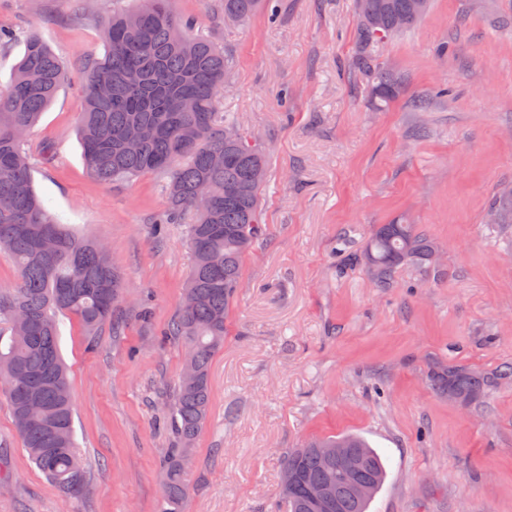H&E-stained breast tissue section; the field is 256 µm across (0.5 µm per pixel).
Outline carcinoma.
I'll return each mask as SVG.
<instances>
[{"label": "carcinoma", "mask_w": 512, "mask_h": 512, "mask_svg": "<svg viewBox=\"0 0 512 512\" xmlns=\"http://www.w3.org/2000/svg\"><path fill=\"white\" fill-rule=\"evenodd\" d=\"M414 0H356L359 17L355 68L371 97H394L398 81L381 66L377 31L391 24L402 34L424 14ZM265 0H224V17L243 22ZM84 106L79 113L83 155L90 174L122 184L144 173L166 175V224L186 226L192 267L180 308L167 327L185 346L183 378L169 405L174 438L163 460L161 512H182L191 489L189 458L210 416L214 356L224 347L230 306L240 285L245 256L268 235L262 195L269 160L262 146L232 112L219 111L232 61L211 40L191 34L188 20L171 0H143L140 9L114 14L104 23V53L83 66ZM66 71L37 36L26 42L13 84L0 97V252L13 260L15 288L0 292V322L10 331L0 351V382L24 447L50 485L74 499L83 497L86 476L75 441L73 401L59 352L60 316L73 315L87 335L108 323L124 290L122 273L107 247L72 234L36 194L24 146L41 113L54 99ZM263 169L261 182L252 176ZM492 224H512V197L500 195L488 207ZM436 243L414 224H379L364 246L348 256L379 288L389 286L402 265L433 266ZM512 379V363L488 372L458 364H436L430 387L438 397L454 392L472 404L500 381ZM342 439L361 450L363 463L349 476L316 448L336 438H311L282 459L287 512H313L307 492L315 484L335 486L322 512H368L371 499L350 493L351 482L380 489L385 468L360 437Z\"/></svg>", "instance_id": "cac0c4a2"}]
</instances>
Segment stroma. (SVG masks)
Here are the masks:
<instances>
[{"label": "stroma", "instance_id": "obj_1", "mask_svg": "<svg viewBox=\"0 0 512 512\" xmlns=\"http://www.w3.org/2000/svg\"><path fill=\"white\" fill-rule=\"evenodd\" d=\"M140 0H0V96L29 34L67 76L30 133L32 184L76 234L102 241L123 274L115 326L86 336L60 319L81 499L30 462L0 392V512H160L166 406L182 345L177 315L192 256L184 227L162 236L164 175L116 186L93 178L78 131L79 61L102 53V26ZM224 20V0H173L195 34L231 54L220 109L270 158L266 241L242 265L224 347L211 367V414L195 442L185 512H282L281 461L309 438L357 434L387 477L368 512H512V381L464 406L438 398L436 362L494 370L512 362V227L491 200L512 186V0H433L424 20L383 43L400 82L375 104L352 72L354 0H282ZM428 106L417 110L414 101ZM419 225L436 270L400 267L379 288L336 250L375 225Z\"/></svg>", "mask_w": 512, "mask_h": 512}]
</instances>
